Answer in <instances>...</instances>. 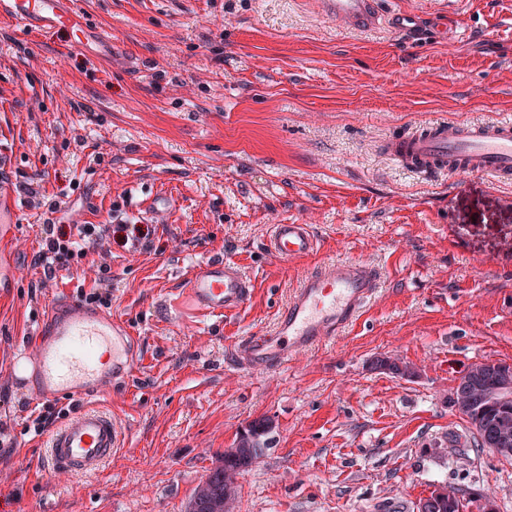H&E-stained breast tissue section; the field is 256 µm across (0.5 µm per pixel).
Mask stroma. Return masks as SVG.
<instances>
[{"label": "stroma", "mask_w": 512, "mask_h": 512, "mask_svg": "<svg viewBox=\"0 0 512 512\" xmlns=\"http://www.w3.org/2000/svg\"><path fill=\"white\" fill-rule=\"evenodd\" d=\"M415 31L347 29L319 0H70L87 33L29 37L0 19V170L23 196L0 288V512H186L199 482L259 419L272 444L238 478L233 512H417L441 486L512 512V460L477 447L450 403L464 372L512 363V176L421 175L392 137L436 121H512V0H380ZM167 209L146 213V199ZM149 229L91 249L40 287L42 224ZM307 224L313 255L267 249ZM237 261L246 306L172 322L162 295L208 261ZM341 260L380 283L353 325L271 371L231 346L270 330L308 274ZM110 289L141 362L73 414L122 422L120 453L91 475L48 465L26 424L15 355L48 308ZM392 356L407 377L376 369ZM268 250L279 259L306 257L318 249V241L307 224H275L269 236Z\"/></svg>", "instance_id": "35a3bbf8"}]
</instances>
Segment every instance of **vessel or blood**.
<instances>
[{
  "label": "vessel or blood",
  "mask_w": 512,
  "mask_h": 512,
  "mask_svg": "<svg viewBox=\"0 0 512 512\" xmlns=\"http://www.w3.org/2000/svg\"><path fill=\"white\" fill-rule=\"evenodd\" d=\"M64 0H0V17L24 31L54 26L70 29L74 43L84 30ZM336 21L354 30L388 25L398 31L410 28L408 15L381 17L375 0H322ZM392 155L403 165L422 173L437 169L480 172L493 177L512 175V123L481 124L437 122L416 128L392 140ZM17 194L0 188V278L10 275L5 247L18 222ZM268 249L279 259L306 257L318 249L310 225L276 224ZM377 273L360 261L331 263L304 277L279 312L272 329L245 336L235 343L234 358L242 369L273 370L297 354L313 349L352 324L376 290ZM252 280L238 262L215 260L194 271L164 302L171 319L190 308L198 322L224 317L244 307ZM46 339L19 353L10 371L12 380L33 398L67 395L85 398L101 390L102 350L112 353V379L128 378L140 363L139 344L120 318L90 308L76 300L55 303L48 310ZM125 430L120 421L102 409L76 412L49 434L48 448L61 473L88 474L122 448Z\"/></svg>",
  "instance_id": "vessel-or-blood-1"
}]
</instances>
